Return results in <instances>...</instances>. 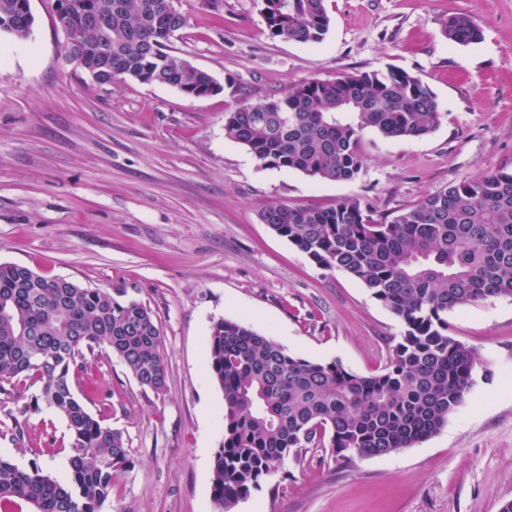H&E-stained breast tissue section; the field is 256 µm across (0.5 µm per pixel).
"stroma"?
I'll return each instance as SVG.
<instances>
[{
	"label": "stroma",
	"instance_id": "1",
	"mask_svg": "<svg viewBox=\"0 0 512 512\" xmlns=\"http://www.w3.org/2000/svg\"><path fill=\"white\" fill-rule=\"evenodd\" d=\"M322 42L271 37L262 0H174L187 25L174 55L208 71L218 94L165 85H97L64 52L46 0L31 36H0V262L82 286L127 289L153 311L168 372L143 389L112 353L91 360L86 405L121 429L136 460L102 512H215L214 455L224 395L211 376L214 321L245 323L314 361L370 374L403 331L358 280L320 269L262 224L270 204L329 207L347 198L390 218L427 195L512 171V0H325ZM468 14L481 42L442 22ZM403 70L435 94L427 137L365 130L352 181L271 169L224 133V114L344 74ZM448 334L481 362L447 425L412 447L342 461L322 448L286 461L235 512H499L512 499V298L448 313ZM0 456L67 481L70 437L44 410ZM442 29L448 40L460 45L478 43L483 37L481 25L467 15L454 16L443 21Z\"/></svg>",
	"mask_w": 512,
	"mask_h": 512
}]
</instances>
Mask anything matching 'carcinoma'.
I'll return each mask as SVG.
<instances>
[{
    "label": "carcinoma",
    "instance_id": "obj_1",
    "mask_svg": "<svg viewBox=\"0 0 512 512\" xmlns=\"http://www.w3.org/2000/svg\"><path fill=\"white\" fill-rule=\"evenodd\" d=\"M30 0H0V34L31 35ZM57 27L71 34L66 57L99 85L117 78L166 85L202 98L221 91L207 71L184 65L169 42L187 19L173 0H50ZM111 17L101 31L91 20ZM273 38L320 42L330 26L325 0H264ZM448 40L475 44L479 23L467 15L442 23ZM106 44L113 74L97 50ZM432 90L402 70L339 76L298 85L280 98L224 113L228 138L267 168L328 181H351L364 167L362 132L385 138L429 135L442 119ZM259 218L324 270L359 281L395 314L403 332L384 367L369 375L338 360L316 362L289 353L240 322H213L211 373L224 394V429L214 457L216 512L236 505L309 448L331 456L377 457L434 436L464 402L477 355L448 335V311L490 298H512V172L497 170L428 195L392 220L373 219L360 200L331 207L282 204ZM162 336L147 305L128 296L0 263V394L37 387L10 414L5 433L24 442L27 417L47 409L66 423L70 480L37 463L23 468L0 457V508L28 512H101L118 475L134 467L122 431L103 424L76 388L89 356L108 351L139 385L167 389Z\"/></svg>",
    "mask_w": 512,
    "mask_h": 512
}]
</instances>
